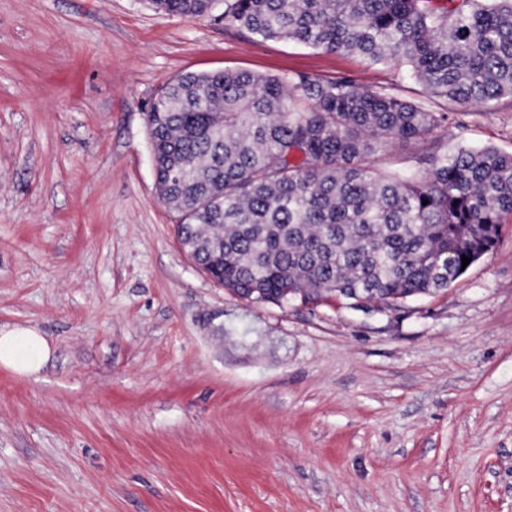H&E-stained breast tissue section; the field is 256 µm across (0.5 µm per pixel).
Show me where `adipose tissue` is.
<instances>
[{
  "instance_id": "adipose-tissue-1",
  "label": "adipose tissue",
  "mask_w": 512,
  "mask_h": 512,
  "mask_svg": "<svg viewBox=\"0 0 512 512\" xmlns=\"http://www.w3.org/2000/svg\"><path fill=\"white\" fill-rule=\"evenodd\" d=\"M51 355L48 341L36 330L16 326L0 328V365L23 376L40 372Z\"/></svg>"
}]
</instances>
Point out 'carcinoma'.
<instances>
[{
	"label": "carcinoma",
	"instance_id": "carcinoma-1",
	"mask_svg": "<svg viewBox=\"0 0 512 512\" xmlns=\"http://www.w3.org/2000/svg\"><path fill=\"white\" fill-rule=\"evenodd\" d=\"M217 0H149L208 14ZM224 21L403 70L178 76L146 123L162 202L196 263L243 297L390 305L444 291L512 221V154L441 144L451 114L512 107V0H224ZM416 151L395 166L397 147ZM427 204H422V201Z\"/></svg>",
	"mask_w": 512,
	"mask_h": 512
}]
</instances>
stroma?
I'll list each match as a JSON object with an SVG mask.
<instances>
[{"mask_svg": "<svg viewBox=\"0 0 512 512\" xmlns=\"http://www.w3.org/2000/svg\"><path fill=\"white\" fill-rule=\"evenodd\" d=\"M390 68L147 0H0V512H512V222L448 290L256 303L183 249L144 114L177 76ZM445 145L512 153V110ZM51 355L48 341L36 330L0 328V365L23 376L38 374Z\"/></svg>", "mask_w": 512, "mask_h": 512, "instance_id": "1", "label": "stroma"}]
</instances>
